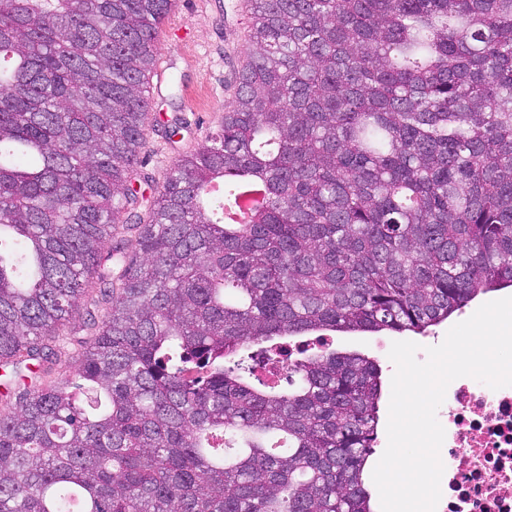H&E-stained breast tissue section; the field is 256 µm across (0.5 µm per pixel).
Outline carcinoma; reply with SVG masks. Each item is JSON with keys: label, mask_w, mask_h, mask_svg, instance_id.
Listing matches in <instances>:
<instances>
[{"label": "carcinoma", "mask_w": 512, "mask_h": 512, "mask_svg": "<svg viewBox=\"0 0 512 512\" xmlns=\"http://www.w3.org/2000/svg\"><path fill=\"white\" fill-rule=\"evenodd\" d=\"M172 7L0 0V512H371L381 368L323 332L512 288V0H254L235 106L144 221ZM92 277L78 395L50 375Z\"/></svg>", "instance_id": "carcinoma-1"}]
</instances>
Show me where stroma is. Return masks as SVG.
<instances>
[{"label":"stroma","instance_id":"1","mask_svg":"<svg viewBox=\"0 0 512 512\" xmlns=\"http://www.w3.org/2000/svg\"><path fill=\"white\" fill-rule=\"evenodd\" d=\"M237 2L181 0L169 15L174 31L161 37L169 67L154 98V115L162 124L179 120L183 129L171 140L148 130L142 164L132 177L144 199H152L177 158L218 131L235 99L236 76L247 60L251 30L250 20L238 14ZM333 340L338 351H357L377 360L384 380H391L395 367L388 352L394 334L337 332Z\"/></svg>","mask_w":512,"mask_h":512}]
</instances>
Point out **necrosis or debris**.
<instances>
[{"label":"necrosis or debris","mask_w":512,"mask_h":512,"mask_svg":"<svg viewBox=\"0 0 512 512\" xmlns=\"http://www.w3.org/2000/svg\"><path fill=\"white\" fill-rule=\"evenodd\" d=\"M445 400L436 512H512V386L494 390L463 377Z\"/></svg>","instance_id":"4bbe7bcc"}]
</instances>
